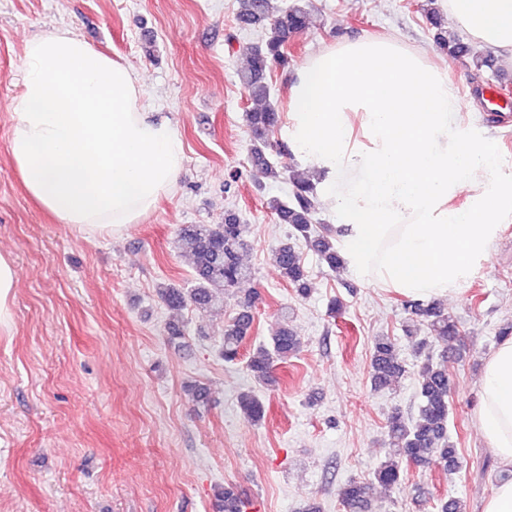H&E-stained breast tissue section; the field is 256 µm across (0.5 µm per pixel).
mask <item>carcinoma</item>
Segmentation results:
<instances>
[{"label": "carcinoma", "instance_id": "cac0c4a2", "mask_svg": "<svg viewBox=\"0 0 512 512\" xmlns=\"http://www.w3.org/2000/svg\"><path fill=\"white\" fill-rule=\"evenodd\" d=\"M239 5L241 22L266 29L262 41L247 48L248 65L239 72L244 91L257 104V108L246 112L253 134L250 159L266 178L274 182L287 178L292 184L289 199L271 198L267 205L291 226L295 235L309 243L329 268L339 269L343 267V259L332 242L333 229L324 224H313L320 209L316 184L287 177V168L271 161L266 154L269 135L282 122L279 106L271 100L267 74L274 68L288 65V40L308 28V4L306 0H293L291 4L275 6L272 0H239ZM437 40L452 58L470 57L478 67L486 63L470 44L454 35L440 33ZM178 245L192 262L195 284L191 288L169 286L159 289V296L170 311L166 332L171 341L185 336L184 309L190 306L199 312H208L224 307V295L233 293L249 276L240 259L247 247L244 230L232 212L224 215L222 224L182 226L178 232ZM272 260L283 282L295 288L301 296L308 294L310 282L306 269L290 244L278 245ZM240 307L241 310L224 325L221 352L227 362L237 360L252 327V298L246 297ZM402 307L409 315L426 322L434 337L445 344L459 335L455 321L434 300L405 299ZM298 350L297 336L283 325L270 345H260L249 354L247 367L256 378L266 380L275 362L288 361ZM371 368L376 388L390 387L404 376L405 366L394 339L389 336L375 339ZM448 386L447 356L437 361L426 357L419 381L417 414L408 417L395 411L388 418V452L374 472L378 484L386 487L399 484L407 464L440 467L448 473L462 466L457 449L448 441ZM240 405L253 421L264 419L265 406L254 395L241 396ZM342 502L348 512H374L372 485L350 481L342 492ZM213 512H244V502L234 486L226 484L215 490Z\"/></svg>", "mask_w": 512, "mask_h": 512}]
</instances>
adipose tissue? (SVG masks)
<instances>
[{
	"label": "adipose tissue",
	"instance_id": "ef3b65f1",
	"mask_svg": "<svg viewBox=\"0 0 512 512\" xmlns=\"http://www.w3.org/2000/svg\"><path fill=\"white\" fill-rule=\"evenodd\" d=\"M450 25L512 63V0H443ZM130 68L68 30L26 43L8 155L56 223L111 234L173 190L184 159ZM447 68L394 39L316 51L295 72L283 136L322 178L336 247L355 276L415 300L451 297L512 222V172L460 120ZM483 437L512 467V337L477 392Z\"/></svg>",
	"mask_w": 512,
	"mask_h": 512
}]
</instances>
